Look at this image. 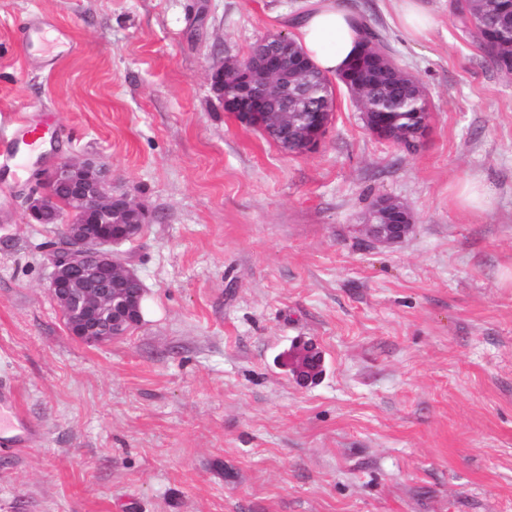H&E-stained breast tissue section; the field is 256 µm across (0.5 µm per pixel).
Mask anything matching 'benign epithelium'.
<instances>
[{
  "label": "benign epithelium",
  "mask_w": 512,
  "mask_h": 512,
  "mask_svg": "<svg viewBox=\"0 0 512 512\" xmlns=\"http://www.w3.org/2000/svg\"><path fill=\"white\" fill-rule=\"evenodd\" d=\"M267 46L244 59L215 63L208 81L224 111L243 124L254 112L266 113L264 130L295 145L300 153L318 149L332 119L330 112L292 111L294 86L311 67L301 53L291 54L293 40L283 34L265 38ZM416 124L409 130L394 128L389 141L402 147L420 146L431 126V112H414ZM42 183H57L77 201L62 214L56 198L44 193L28 199L29 216L36 224L65 221L64 232L51 247L49 292L68 314V331L84 343L96 346L119 336L123 319L139 310L137 293H121L115 285L140 283L128 260L115 247L131 240L129 229L143 224L146 213L129 194L115 195L107 170L91 159L65 160L39 173ZM413 227L409 211L400 202L380 197L366 217V232L377 242H394Z\"/></svg>",
  "instance_id": "7a95c632"
}]
</instances>
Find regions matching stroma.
<instances>
[{"label":"stroma","instance_id":"35a3bbf8","mask_svg":"<svg viewBox=\"0 0 512 512\" xmlns=\"http://www.w3.org/2000/svg\"><path fill=\"white\" fill-rule=\"evenodd\" d=\"M424 88L413 151L373 136L347 89L312 153L241 125L208 72L307 0H0V135L58 133L25 167L0 155V380L44 434L0 451V512H512V74L460 26L401 30L397 0H345ZM42 15L78 53L55 69L17 28ZM93 157L149 216L122 247L143 319L92 347L48 290L36 174ZM489 191L459 208L460 180ZM414 226L371 242L379 197ZM314 344L323 374L285 362Z\"/></svg>","mask_w":512,"mask_h":512}]
</instances>
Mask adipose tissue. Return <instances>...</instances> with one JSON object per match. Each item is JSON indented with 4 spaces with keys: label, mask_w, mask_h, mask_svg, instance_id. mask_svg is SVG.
Instances as JSON below:
<instances>
[{
    "label": "adipose tissue",
    "mask_w": 512,
    "mask_h": 512,
    "mask_svg": "<svg viewBox=\"0 0 512 512\" xmlns=\"http://www.w3.org/2000/svg\"><path fill=\"white\" fill-rule=\"evenodd\" d=\"M297 26V42L313 63L333 75L345 67L362 40L355 14L336 0H309Z\"/></svg>",
    "instance_id": "1"
}]
</instances>
